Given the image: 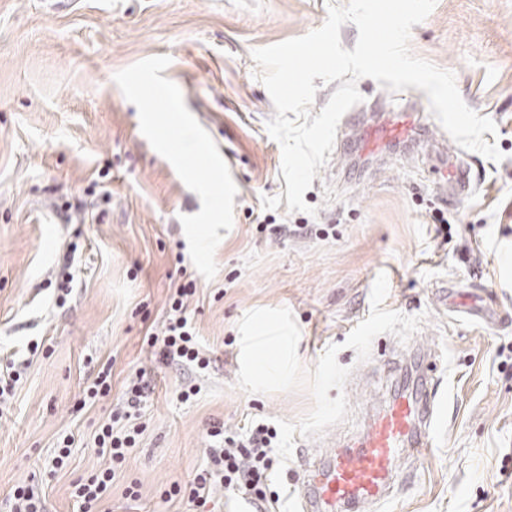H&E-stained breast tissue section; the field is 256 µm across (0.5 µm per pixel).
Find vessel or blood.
Listing matches in <instances>:
<instances>
[{
  "label": "vessel or blood",
  "mask_w": 512,
  "mask_h": 512,
  "mask_svg": "<svg viewBox=\"0 0 512 512\" xmlns=\"http://www.w3.org/2000/svg\"><path fill=\"white\" fill-rule=\"evenodd\" d=\"M423 123L415 112L365 116L362 135L370 144L384 142L402 127L418 129ZM441 175L460 195L472 182L470 167L458 161L446 165ZM436 406L435 387L424 380L416 394L395 398L371 414L355 449H336L321 468L310 471L301 498L304 512H363L384 500L399 475L401 455L420 458L431 447Z\"/></svg>",
  "instance_id": "vessel-or-blood-1"
}]
</instances>
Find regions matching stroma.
<instances>
[{"label":"stroma","instance_id":"35a3bbf8","mask_svg":"<svg viewBox=\"0 0 512 512\" xmlns=\"http://www.w3.org/2000/svg\"><path fill=\"white\" fill-rule=\"evenodd\" d=\"M340 2L0 0V355L28 363L0 410V512L21 484L37 487L49 512H80L72 484L103 468L95 435L137 369L153 385L145 431L100 508L194 512L162 493L202 465L211 423L239 433L258 421L299 420L313 405L305 388L266 395L238 386L237 324L264 307L291 310L305 370L336 344L338 363L352 371L341 391L349 421L315 439L295 437L279 512H299L307 463L359 432L387 389H401L406 376L391 366L417 348L437 364L441 425L411 477L364 512H512V0H437L412 28V52L454 72L465 103L497 126L483 138L504 159L471 153L478 182L468 199L458 201L435 172L432 145L462 154L440 124L418 147L402 136L386 143L376 164L363 144L346 142L342 122L303 195L316 215L291 213L281 149L266 130L275 108L251 52L320 27L328 4ZM159 55L170 57L164 77L237 187L210 280L195 268L179 220L199 212L200 199L143 136L136 107L113 80ZM357 88L360 112L429 109L413 87L394 94L362 78ZM262 224L309 230L276 236L259 232ZM65 272L72 292L61 303L53 284ZM381 273L384 308L423 322L404 344L377 335L361 363L344 342L368 317ZM189 280L197 292L188 313L213 360L202 375L159 362L146 342L162 327L170 294ZM447 286L459 290L453 311ZM32 341L43 345L34 355ZM105 366L111 393L80 405ZM184 381L200 389L186 403L177 397ZM66 435L73 445L59 467Z\"/></svg>","mask_w":512,"mask_h":512}]
</instances>
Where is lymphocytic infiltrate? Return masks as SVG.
<instances>
[{
    "mask_svg": "<svg viewBox=\"0 0 512 512\" xmlns=\"http://www.w3.org/2000/svg\"><path fill=\"white\" fill-rule=\"evenodd\" d=\"M195 281L179 285L169 298L167 320L160 332L150 333L147 343L160 362L202 372L212 360L201 349L188 316L187 301L195 295ZM144 372L131 374L125 384L122 401L110 414L95 437L96 451L108 460L107 467L74 482L73 494L80 512H99V506L121 473L127 456L144 431L140 424L142 403L151 392ZM278 433L265 423L251 424L246 432L228 434L220 422L207 431L204 463L186 483L172 482L164 498H182L195 506H205L215 488L242 490L265 500L266 486L275 465L274 445Z\"/></svg>",
    "mask_w": 512,
    "mask_h": 512,
    "instance_id": "1",
    "label": "lymphocytic infiltrate"
}]
</instances>
